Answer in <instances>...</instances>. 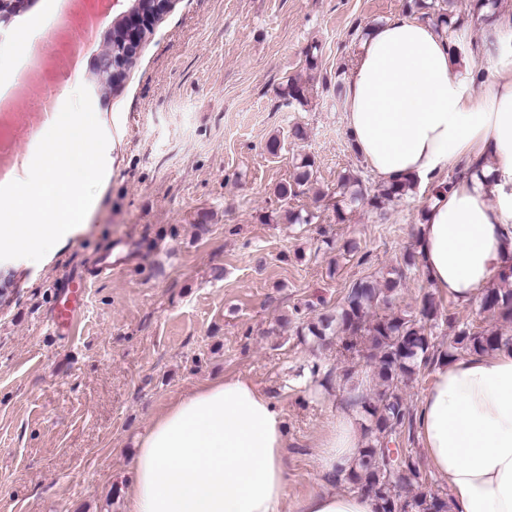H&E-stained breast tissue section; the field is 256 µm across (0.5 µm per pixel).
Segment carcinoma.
<instances>
[{"label": "carcinoma", "mask_w": 512, "mask_h": 512, "mask_svg": "<svg viewBox=\"0 0 512 512\" xmlns=\"http://www.w3.org/2000/svg\"><path fill=\"white\" fill-rule=\"evenodd\" d=\"M452 12L440 7L434 12L436 26L455 33L462 23L450 22ZM404 189L382 186L369 204L380 209L403 195ZM405 278L399 271L394 277L360 280L348 289L340 311L322 313L297 326V334L310 335L318 341L340 337L348 352L365 346L376 360L373 372L359 380L348 369L344 380L350 383L349 405L369 417L368 440L357 463L337 472L343 480L372 496L376 512H448V498L432 490L415 444L416 416L402 395V385L413 377L431 371L456 353L487 352L512 339L469 321H462L454 312L439 309L431 295L423 296L414 313H391L370 317L371 310L392 305L394 294ZM480 310L512 321V267L500 276V284L486 290ZM448 324L453 337L443 349L428 327L438 322Z\"/></svg>", "instance_id": "obj_1"}]
</instances>
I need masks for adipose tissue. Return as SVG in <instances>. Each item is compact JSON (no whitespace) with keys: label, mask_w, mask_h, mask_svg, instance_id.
I'll list each match as a JSON object with an SVG mask.
<instances>
[{"label":"adipose tissue","mask_w":512,"mask_h":512,"mask_svg":"<svg viewBox=\"0 0 512 512\" xmlns=\"http://www.w3.org/2000/svg\"><path fill=\"white\" fill-rule=\"evenodd\" d=\"M512 15L484 24V65L428 22L371 27L345 77V123L357 155L385 185L432 183L418 227L431 287L469 304L512 264ZM466 174L442 175L459 159ZM418 436L448 487L451 512H512V346L442 362L422 393ZM363 446L357 413L325 425L323 477ZM286 423L250 379L221 376L169 404L139 435L128 512H376L373 497L324 491L288 504Z\"/></svg>","instance_id":"1"}]
</instances>
